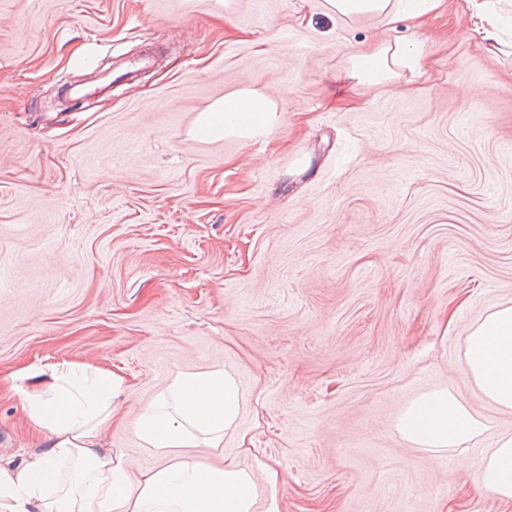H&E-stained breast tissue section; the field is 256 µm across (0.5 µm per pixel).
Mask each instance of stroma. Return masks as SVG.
I'll return each mask as SVG.
<instances>
[{
  "label": "stroma",
  "instance_id": "35a3bbf8",
  "mask_svg": "<svg viewBox=\"0 0 512 512\" xmlns=\"http://www.w3.org/2000/svg\"><path fill=\"white\" fill-rule=\"evenodd\" d=\"M418 45L394 80L336 98L351 54ZM148 56L117 90L92 71ZM86 84L60 103L63 83ZM234 90L275 96L263 137L191 139ZM512 301V55L469 0L423 22L341 21L324 0H0V460L42 433L19 395L89 364L124 380L105 453L178 373L245 394L215 448L279 512H512L477 467L512 413L476 395L465 338ZM445 387L486 429L413 447L396 421Z\"/></svg>",
  "mask_w": 512,
  "mask_h": 512
}]
</instances>
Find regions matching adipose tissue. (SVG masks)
Masks as SVG:
<instances>
[{"label":"adipose tissue","instance_id":"ef3b65f1","mask_svg":"<svg viewBox=\"0 0 512 512\" xmlns=\"http://www.w3.org/2000/svg\"><path fill=\"white\" fill-rule=\"evenodd\" d=\"M442 0H325L341 20L382 16L420 19ZM415 47L393 43L352 58L351 77L378 84L394 66L414 57ZM278 121L273 97L255 91L225 94L201 112L194 139H253ZM465 376L481 399L512 411V304H502L474 324L465 348ZM123 380L82 365L52 369L41 388L23 391L33 421L44 432L45 450L23 465L0 464V512H257L252 473L228 461L216 467L194 457L132 476L119 456L98 450L112 419V402ZM243 394L225 369L182 372L140 414L134 429L145 447L161 455L198 443L218 446L239 416ZM408 443L432 452L461 448L480 436L484 423L445 388L426 391L403 410L397 425ZM481 489L512 501V432L502 433L478 467Z\"/></svg>","mask_w":512,"mask_h":512}]
</instances>
